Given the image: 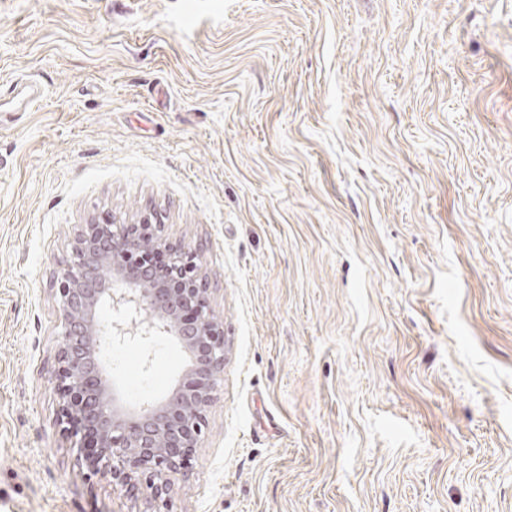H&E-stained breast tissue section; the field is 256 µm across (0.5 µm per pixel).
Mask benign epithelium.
<instances>
[{
    "label": "benign epithelium",
    "mask_w": 512,
    "mask_h": 512,
    "mask_svg": "<svg viewBox=\"0 0 512 512\" xmlns=\"http://www.w3.org/2000/svg\"><path fill=\"white\" fill-rule=\"evenodd\" d=\"M130 234L161 247L154 224H129ZM137 247L112 239V225L86 224L57 280L61 331L56 351L58 419L91 473L125 489L140 483L163 503L170 477L188 467L200 441L204 412L224 370V328L192 287L197 274L182 265L151 271L131 256ZM108 305L111 321H99ZM166 336L188 362L161 402L131 407L112 383L99 354L102 341L124 345Z\"/></svg>",
    "instance_id": "1"
}]
</instances>
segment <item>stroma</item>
I'll return each mask as SVG.
<instances>
[{"instance_id":"1","label":"stroma","mask_w":512,"mask_h":512,"mask_svg":"<svg viewBox=\"0 0 512 512\" xmlns=\"http://www.w3.org/2000/svg\"><path fill=\"white\" fill-rule=\"evenodd\" d=\"M0 78V512H512V0H0ZM154 216L225 353L162 507L55 390L74 237Z\"/></svg>"}]
</instances>
